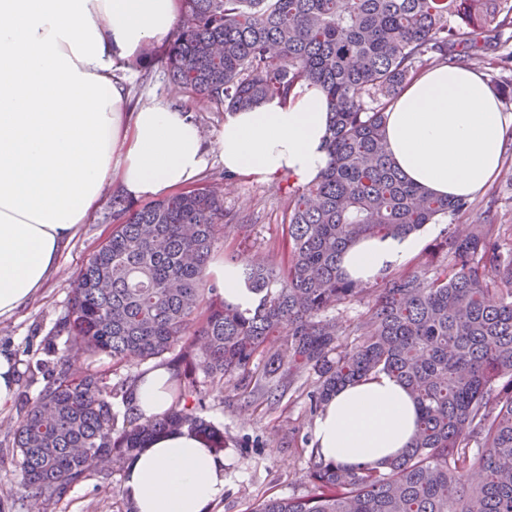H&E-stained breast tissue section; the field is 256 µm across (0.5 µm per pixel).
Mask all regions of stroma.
<instances>
[{"mask_svg": "<svg viewBox=\"0 0 512 512\" xmlns=\"http://www.w3.org/2000/svg\"><path fill=\"white\" fill-rule=\"evenodd\" d=\"M125 80L130 92L129 111L162 104L190 112L211 149L206 173L223 171L224 165L213 151L224 128L223 109L174 96L169 75L158 61L150 64L147 74L135 71L126 74ZM289 183L285 176L269 182L238 177L224 183V208L235 229L216 245L212 261L235 256L260 260L278 269L286 266L288 241L283 219ZM117 190V183L105 185L100 207L62 251L58 267L41 294L12 317L0 319V352L11 354L19 366L16 395L11 405L0 408V512H127L129 507L123 494L124 473L118 468H91L87 479L61 500L37 503L23 494L13 461L14 430L44 386L35 367L48 360V347L59 349L64 344L58 323L83 264L112 231L110 199ZM468 203L466 210L424 226L421 248L391 268V275L418 272L430 277L446 268L448 256L437 250L436 244L462 225L474 227L493 221L500 228L502 250L512 251V139L507 142L499 175L483 191L469 197ZM314 384V374L301 372L291 382H271L250 394L236 389L229 379L223 390L210 393L204 416L222 428L227 438L224 496L212 512H248L253 504L272 494L300 497L308 493L314 420L307 411L306 394Z\"/></svg>", "mask_w": 512, "mask_h": 512, "instance_id": "stroma-1", "label": "stroma"}]
</instances>
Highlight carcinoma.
<instances>
[{"label":"carcinoma","mask_w":512,"mask_h":512,"mask_svg":"<svg viewBox=\"0 0 512 512\" xmlns=\"http://www.w3.org/2000/svg\"><path fill=\"white\" fill-rule=\"evenodd\" d=\"M177 33L158 59L174 90L228 113L310 82L330 112L331 163L289 192L288 264L245 259L255 310L224 302L209 277L211 253L231 232L212 181L137 206L112 194V233L88 258L62 327L68 346L115 364L163 360L173 367L172 405L142 420L130 405L138 377L110 384L73 375L61 355L36 370L46 384L14 432L27 497L59 499L86 478L91 459L122 466L154 436L187 429L221 454L224 430L203 416L205 384L252 366L284 382L308 371L318 413L336 390L387 373L420 408L408 450L350 469L311 454L303 497L264 498L251 512H512V256L495 225L452 231L439 248L449 263L432 278L387 280L341 348L329 313L370 293L343 276L356 239L415 233L467 207L404 180L384 139L386 112L421 68L485 62L512 34V0H183ZM280 347L267 349L269 337ZM120 399L123 410L115 408Z\"/></svg>","instance_id":"cac0c4a2"}]
</instances>
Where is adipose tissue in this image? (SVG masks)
I'll return each instance as SVG.
<instances>
[{
    "mask_svg": "<svg viewBox=\"0 0 512 512\" xmlns=\"http://www.w3.org/2000/svg\"><path fill=\"white\" fill-rule=\"evenodd\" d=\"M179 0H0V318L44 287L56 259L95 211L106 183L129 199L193 184L207 164L191 115L161 105L128 109L121 70L142 66L147 45L172 36ZM322 90L298 85L229 114L217 149L225 170L260 181H315L327 168ZM512 113L474 71H423L392 103L389 153L410 182L442 197H469L500 172ZM421 245L417 235L366 238L341 267L369 281ZM170 370H147L133 391L148 419L171 405ZM419 410L384 373L342 386L313 424L323 461L377 464L402 454ZM124 488L134 512H211L224 496V457L188 433L160 436L131 456Z\"/></svg>",
    "mask_w": 512,
    "mask_h": 512,
    "instance_id": "obj_1",
    "label": "adipose tissue"
}]
</instances>
